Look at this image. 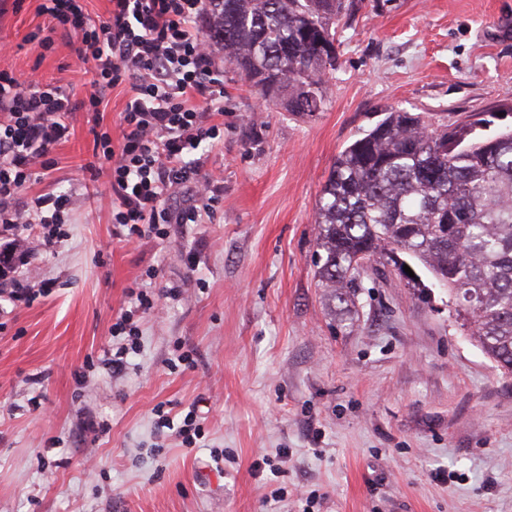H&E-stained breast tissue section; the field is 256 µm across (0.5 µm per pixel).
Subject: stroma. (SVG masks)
<instances>
[{"instance_id":"stroma-1","label":"stroma","mask_w":512,"mask_h":512,"mask_svg":"<svg viewBox=\"0 0 512 512\" xmlns=\"http://www.w3.org/2000/svg\"><path fill=\"white\" fill-rule=\"evenodd\" d=\"M357 3L313 115L265 105L225 66L224 141L206 163L219 203L165 238L113 237L111 197L85 169L94 116L73 115L21 194L78 195L60 242L17 270L46 292L0 298V512H512V376L447 290L418 263L416 288L366 277L347 330L315 277L321 187L385 112L512 126V0ZM37 5L0 14V68L84 98L66 38L43 57L28 43ZM136 282L158 311L116 374L103 355Z\"/></svg>"}]
</instances>
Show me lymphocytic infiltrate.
Wrapping results in <instances>:
<instances>
[{"mask_svg": "<svg viewBox=\"0 0 512 512\" xmlns=\"http://www.w3.org/2000/svg\"><path fill=\"white\" fill-rule=\"evenodd\" d=\"M109 4L107 18L97 21L84 0H39L45 23L28 37L44 54L53 50L57 30L73 34L77 62L92 67V90L85 98L73 99L64 86L23 81L0 69V224L14 229L45 225L47 235L37 240L45 251L61 237L74 198L51 192L25 201L21 193L68 139L70 116L100 112L108 92L117 87L126 95L119 125L95 131L87 165L91 176L108 177L113 235L129 242L149 234L164 238L167 225L199 223L215 200L204 160L196 155L224 139V49L196 27L208 0ZM186 183L194 186V203L171 212L166 200ZM126 296L130 307L112 325L113 335L127 339L110 360L116 372L139 347L136 316L156 309L141 287H128Z\"/></svg>", "mask_w": 512, "mask_h": 512, "instance_id": "obj_1", "label": "lymphocytic infiltrate"}]
</instances>
